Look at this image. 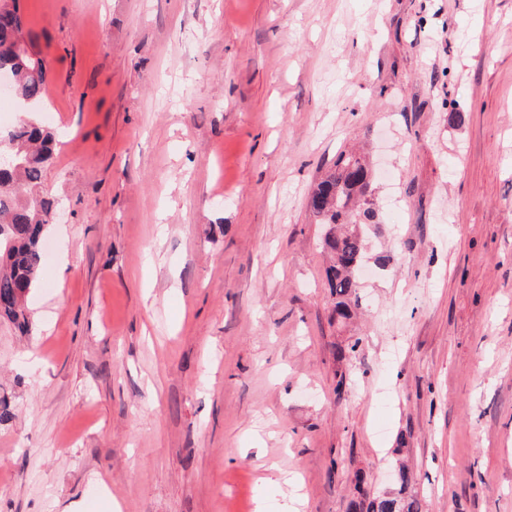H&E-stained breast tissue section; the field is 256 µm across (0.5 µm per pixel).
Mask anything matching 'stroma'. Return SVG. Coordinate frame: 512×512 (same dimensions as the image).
Here are the masks:
<instances>
[{
  "mask_svg": "<svg viewBox=\"0 0 512 512\" xmlns=\"http://www.w3.org/2000/svg\"><path fill=\"white\" fill-rule=\"evenodd\" d=\"M60 215L0 323V512H512V0H21ZM378 160L337 322L312 183ZM355 346L350 367L339 348ZM401 476L396 481V489L370 497L365 490V480L361 473L354 478V494L349 502L350 512H421V503L410 492L412 475L406 464L400 462Z\"/></svg>",
  "mask_w": 512,
  "mask_h": 512,
  "instance_id": "35a3bbf8",
  "label": "stroma"
}]
</instances>
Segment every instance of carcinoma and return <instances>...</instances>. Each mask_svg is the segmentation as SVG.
<instances>
[{
    "mask_svg": "<svg viewBox=\"0 0 512 512\" xmlns=\"http://www.w3.org/2000/svg\"><path fill=\"white\" fill-rule=\"evenodd\" d=\"M0 74L10 77L20 111L16 125L0 135V151L18 155L0 166V318L26 334L31 330L26 298L40 279L43 242L56 205L42 192L43 173L55 154L56 134L32 117L47 97L45 58L23 32L18 0H0ZM316 222L326 228L322 247L331 256L326 279L336 298V317L350 318L360 309L358 272L366 252V231L375 223L371 169L366 159L342 152L334 169L319 179L309 197ZM396 489L371 496L365 480L354 478L349 512H421L410 492L412 475L399 463Z\"/></svg>",
    "mask_w": 512,
    "mask_h": 512,
    "instance_id": "1",
    "label": "carcinoma"
}]
</instances>
